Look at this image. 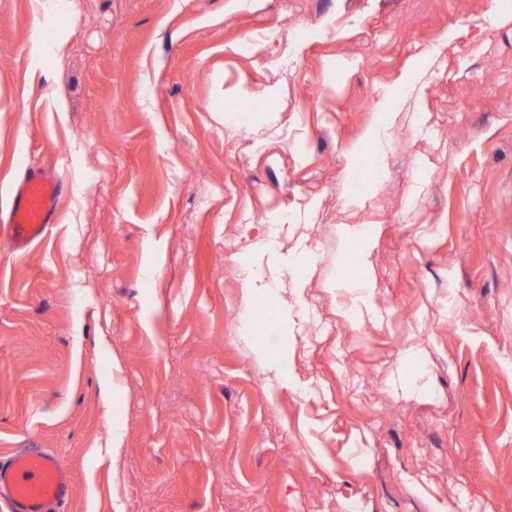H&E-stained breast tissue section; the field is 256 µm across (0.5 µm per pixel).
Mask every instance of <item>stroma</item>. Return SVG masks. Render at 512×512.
I'll return each mask as SVG.
<instances>
[{"instance_id":"35a3bbf8","label":"stroma","mask_w":512,"mask_h":512,"mask_svg":"<svg viewBox=\"0 0 512 512\" xmlns=\"http://www.w3.org/2000/svg\"><path fill=\"white\" fill-rule=\"evenodd\" d=\"M58 2L0 0V210L64 184L0 245V460L58 512H512V0ZM63 191V183L51 170L32 167L14 192L0 240L15 251H24L47 231ZM69 473L58 458L39 448H26L0 464V500L10 512H46L64 502Z\"/></svg>"}]
</instances>
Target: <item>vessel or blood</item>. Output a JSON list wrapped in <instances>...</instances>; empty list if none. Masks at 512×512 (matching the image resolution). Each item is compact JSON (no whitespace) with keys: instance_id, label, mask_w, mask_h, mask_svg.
Instances as JSON below:
<instances>
[{"instance_id":"vessel-or-blood-1","label":"vessel or blood","mask_w":512,"mask_h":512,"mask_svg":"<svg viewBox=\"0 0 512 512\" xmlns=\"http://www.w3.org/2000/svg\"><path fill=\"white\" fill-rule=\"evenodd\" d=\"M63 183L51 170L30 168L8 205L0 225V241L16 251L28 249L47 231ZM69 473L58 458L38 448H26L0 464V502L9 512H46L64 502Z\"/></svg>"}]
</instances>
